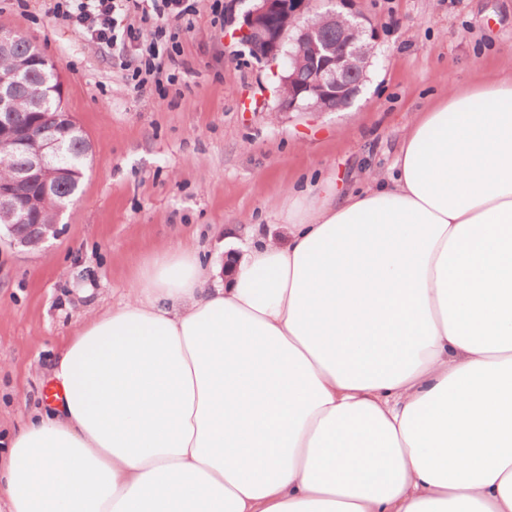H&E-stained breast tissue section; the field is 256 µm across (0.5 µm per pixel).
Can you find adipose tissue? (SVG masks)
Wrapping results in <instances>:
<instances>
[{"label": "adipose tissue", "mask_w": 512, "mask_h": 512, "mask_svg": "<svg viewBox=\"0 0 512 512\" xmlns=\"http://www.w3.org/2000/svg\"><path fill=\"white\" fill-rule=\"evenodd\" d=\"M285 236L189 246L81 321L0 453L8 512H512V76Z\"/></svg>", "instance_id": "obj_1"}]
</instances>
